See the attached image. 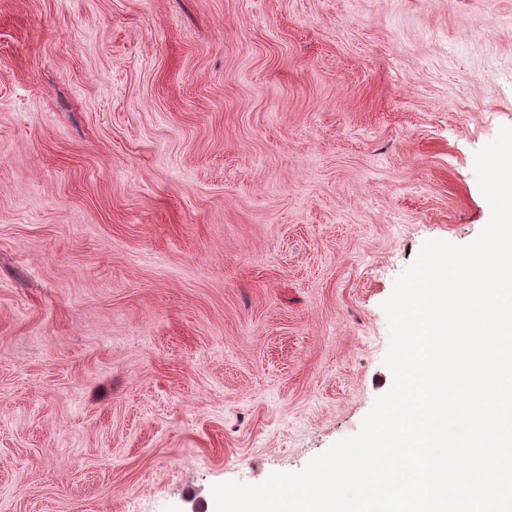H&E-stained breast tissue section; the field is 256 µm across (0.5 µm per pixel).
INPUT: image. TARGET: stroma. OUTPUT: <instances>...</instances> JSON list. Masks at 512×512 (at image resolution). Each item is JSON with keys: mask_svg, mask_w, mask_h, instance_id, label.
<instances>
[{"mask_svg": "<svg viewBox=\"0 0 512 512\" xmlns=\"http://www.w3.org/2000/svg\"><path fill=\"white\" fill-rule=\"evenodd\" d=\"M504 126L512 0H0V512H215L355 434Z\"/></svg>", "mask_w": 512, "mask_h": 512, "instance_id": "1", "label": "stroma"}]
</instances>
